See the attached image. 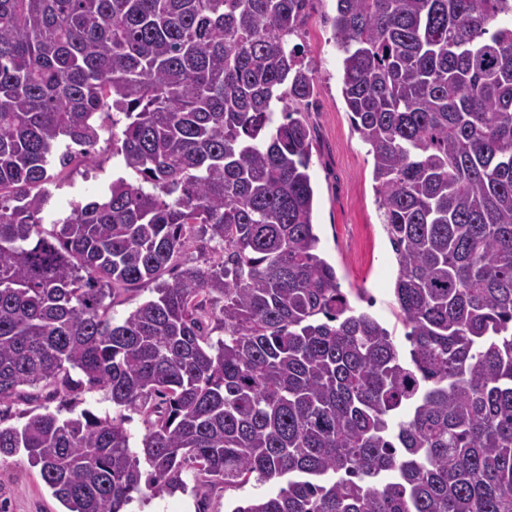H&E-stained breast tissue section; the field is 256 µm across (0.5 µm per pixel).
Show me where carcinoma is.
Returning <instances> with one entry per match:
<instances>
[{
    "label": "carcinoma",
    "instance_id": "carcinoma-1",
    "mask_svg": "<svg viewBox=\"0 0 512 512\" xmlns=\"http://www.w3.org/2000/svg\"><path fill=\"white\" fill-rule=\"evenodd\" d=\"M309 2L0 0V401L62 398L0 427V457L66 512L189 472L288 478L231 512H512V0H336L406 353L317 254ZM114 112L136 180L45 230L57 143L94 160ZM192 239L222 260L178 263ZM85 384L143 413L139 446L75 412ZM150 288H154V285L146 284L139 289L122 292L113 301L107 298L104 303L108 315L114 318V322L122 321L129 312L155 295Z\"/></svg>",
    "mask_w": 512,
    "mask_h": 512
}]
</instances>
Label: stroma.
Segmentation results:
<instances>
[{
	"label": "stroma",
	"mask_w": 512,
	"mask_h": 512,
	"mask_svg": "<svg viewBox=\"0 0 512 512\" xmlns=\"http://www.w3.org/2000/svg\"><path fill=\"white\" fill-rule=\"evenodd\" d=\"M335 12L336 0H312L307 23L294 38L303 45L304 63L315 77L307 119L314 130L309 174L316 198L318 254L335 266L351 305L372 314L400 339L404 328L394 296L397 265L375 202L372 158L351 125L341 93V55L331 40L329 22ZM97 150L91 164L75 161L63 167L52 162L44 226L69 216L73 203L104 194L113 178L122 175L111 134L102 135ZM285 485L282 479L202 490L190 484L172 493L146 495L145 506L133 503L127 512H231L238 501L275 495ZM0 512H63V506L38 469L18 455L0 463Z\"/></svg>",
	"instance_id": "obj_1"
}]
</instances>
